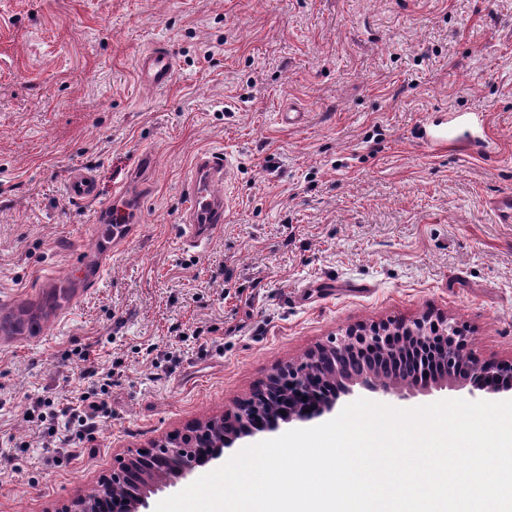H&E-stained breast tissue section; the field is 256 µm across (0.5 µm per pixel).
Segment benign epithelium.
<instances>
[{
  "mask_svg": "<svg viewBox=\"0 0 512 512\" xmlns=\"http://www.w3.org/2000/svg\"><path fill=\"white\" fill-rule=\"evenodd\" d=\"M504 374L512 378V362L476 357L463 327L450 317L425 316L395 328L350 327L300 363L277 369L235 412L210 420L224 427L220 439L211 442L206 429L191 426L130 451L111 481L127 484L122 512H149L150 495L220 462L237 440L331 414L340 398L359 390L406 399L468 385L472 394L494 395L512 389L498 383Z\"/></svg>",
  "mask_w": 512,
  "mask_h": 512,
  "instance_id": "7a95c632",
  "label": "benign epithelium"
}]
</instances>
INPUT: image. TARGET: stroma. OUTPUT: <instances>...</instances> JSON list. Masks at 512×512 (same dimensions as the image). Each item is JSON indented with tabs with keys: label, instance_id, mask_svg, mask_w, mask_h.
<instances>
[{
	"label": "stroma",
	"instance_id": "stroma-1",
	"mask_svg": "<svg viewBox=\"0 0 512 512\" xmlns=\"http://www.w3.org/2000/svg\"><path fill=\"white\" fill-rule=\"evenodd\" d=\"M171 51L161 90L137 62ZM294 104L302 125L277 114ZM481 112L490 138L425 129ZM227 155L232 205L183 241L186 180ZM96 195L71 197L73 169ZM133 222L101 280L43 336L0 349V512H62L119 457L233 411L357 324L457 320L512 361V0H0V305L96 255L101 208ZM94 432L44 436L29 399L96 389Z\"/></svg>",
	"mask_w": 512,
	"mask_h": 512
}]
</instances>
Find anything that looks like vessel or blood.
I'll list each match as a JSON object with an SVG mask.
<instances>
[{"instance_id": "b4317fda", "label": "vessel or blood", "mask_w": 512, "mask_h": 512, "mask_svg": "<svg viewBox=\"0 0 512 512\" xmlns=\"http://www.w3.org/2000/svg\"><path fill=\"white\" fill-rule=\"evenodd\" d=\"M174 68L175 60L170 52L163 48L153 49L144 54L139 61V82L150 89L163 88L170 82ZM229 174V163L222 156L208 153L197 158L193 189L187 194V221L183 226L188 243L201 244L213 230L223 224L224 214L230 206V201L217 195L212 186L216 183H226ZM121 233V228L113 226L109 209H101L95 232L100 259L88 265L87 281L98 282L105 268L104 260L110 256L112 243L120 237ZM80 297V291L73 289L71 284L55 283L53 302L57 313L69 312ZM44 331V323L34 321L28 310L22 306H14L6 314L0 315V334L24 339L41 336Z\"/></svg>"}]
</instances>
